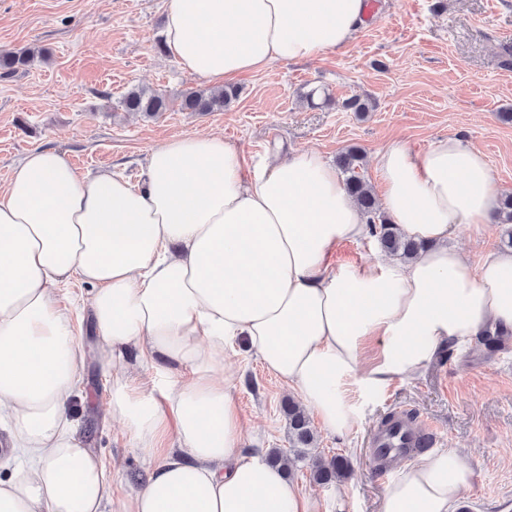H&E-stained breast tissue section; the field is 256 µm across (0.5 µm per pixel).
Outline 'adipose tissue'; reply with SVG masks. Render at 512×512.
<instances>
[{"mask_svg":"<svg viewBox=\"0 0 512 512\" xmlns=\"http://www.w3.org/2000/svg\"><path fill=\"white\" fill-rule=\"evenodd\" d=\"M366 0H167L164 38L183 71L223 87L276 61L344 48ZM384 210L425 247L407 260L334 267L366 218L335 168L295 150L246 175L222 136H175L142 182L78 177L52 149L29 151L0 186V414L33 463L0 481V512H319L246 437L225 356L244 343L294 387L322 428L349 433L362 396L423 373L443 343L512 334V251L480 267L448 240L493 223L495 174L459 137L422 153L390 142L374 157ZM91 285L109 410L147 457L133 496L106 499L102 462L68 406L83 358L55 290ZM153 369L134 385L131 372ZM472 469L452 448L419 457L383 488L380 512H452Z\"/></svg>","mask_w":512,"mask_h":512,"instance_id":"obj_1","label":"adipose tissue"}]
</instances>
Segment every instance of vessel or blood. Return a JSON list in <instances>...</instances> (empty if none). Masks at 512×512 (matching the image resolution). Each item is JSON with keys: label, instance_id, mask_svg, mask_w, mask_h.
Instances as JSON below:
<instances>
[{"label": "vessel or blood", "instance_id": "vessel-or-blood-1", "mask_svg": "<svg viewBox=\"0 0 512 512\" xmlns=\"http://www.w3.org/2000/svg\"><path fill=\"white\" fill-rule=\"evenodd\" d=\"M434 442V427L429 421L417 423L406 409L394 410L373 430L369 447L371 468L376 475H387L396 460L414 455Z\"/></svg>", "mask_w": 512, "mask_h": 512}]
</instances>
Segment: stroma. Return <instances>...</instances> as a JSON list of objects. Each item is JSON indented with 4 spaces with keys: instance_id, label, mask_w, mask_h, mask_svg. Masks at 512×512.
<instances>
[{
    "instance_id": "stroma-1",
    "label": "stroma",
    "mask_w": 512,
    "mask_h": 512,
    "mask_svg": "<svg viewBox=\"0 0 512 512\" xmlns=\"http://www.w3.org/2000/svg\"><path fill=\"white\" fill-rule=\"evenodd\" d=\"M164 26V0H0V49L35 54L26 69L0 77V184L36 147L65 152L79 176L108 169L136 182L158 142L212 132L236 143L253 166L291 148L332 162L359 147L361 172L377 195L373 159L391 140L421 153L460 135L483 151L501 192L512 194V122L501 118L512 113V0H375L348 46L237 77L238 96L221 112L181 111V95L206 83L157 50ZM138 87L164 93L170 111L154 118L126 111L121 100ZM351 97L366 111H346ZM506 231L496 223L464 227L452 243L477 266L501 249ZM91 294L79 282L55 291L59 305L75 310L85 353L71 415L80 441L106 468L110 497H126L146 479L143 454L109 413V379L88 314L78 308ZM228 360L236 372L231 394L249 430L244 452L288 447L282 404L296 392L243 349ZM354 402L360 418L352 432L317 433L324 458L350 460L346 478L317 484L304 462L289 478L322 512H379L385 482L371 472L366 441L396 407L430 420L439 447L458 450L472 468L459 506L512 512V344L440 351L422 375L395 378Z\"/></svg>"
}]
</instances>
